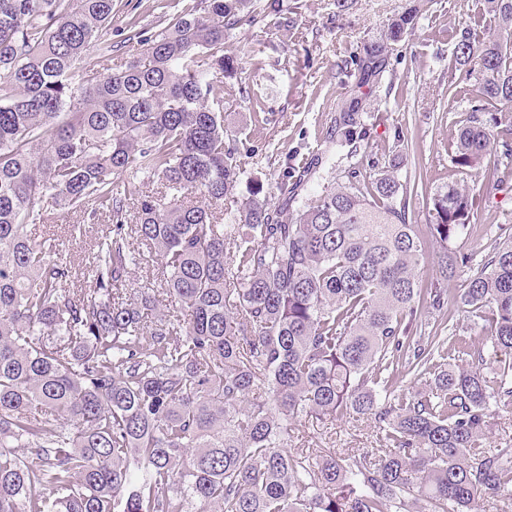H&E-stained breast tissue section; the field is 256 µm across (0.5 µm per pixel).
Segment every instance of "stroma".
Returning a JSON list of instances; mask_svg holds the SVG:
<instances>
[{
	"label": "stroma",
	"instance_id": "1",
	"mask_svg": "<svg viewBox=\"0 0 512 512\" xmlns=\"http://www.w3.org/2000/svg\"><path fill=\"white\" fill-rule=\"evenodd\" d=\"M116 0L112 19L111 55L91 53L99 73L126 65L141 47L135 33L153 34L164 16L181 12L191 0ZM271 0H255V19L229 33L226 50L235 58V73L216 86L223 103L230 144L237 150L242 181L261 180L271 186L291 169L309 166L331 151L329 141L336 107L359 97L366 103L368 136L359 154L361 173L372 176L400 160V175L415 180L425 199L447 183L473 185L475 172L455 165L451 144L466 124L474 82L454 60L456 33L480 28L495 33L497 23L486 13L483 0H429L412 30L385 54V70L374 83L360 80L353 57L377 44L382 30L398 17L410 0H348L337 11L336 0H291L296 11L284 23L270 7ZM456 78L462 91L448 90ZM76 215L48 224H31L27 232L40 240L54 238L72 259L87 253L105 231L108 219H87L83 237L70 235ZM477 228L452 248L468 256L446 286L460 294L465 280L481 265L502 230L512 231V177L490 197L479 202ZM448 335L461 336L482 347L487 374H494L501 353L487 346L479 326L460 303L448 308ZM377 429L364 418H342L325 423L300 419L293 423L289 448H316L322 452H361L376 446Z\"/></svg>",
	"mask_w": 512,
	"mask_h": 512
}]
</instances>
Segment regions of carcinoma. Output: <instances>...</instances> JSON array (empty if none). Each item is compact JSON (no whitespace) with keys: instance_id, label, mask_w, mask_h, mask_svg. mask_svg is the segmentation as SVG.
<instances>
[{"instance_id":"obj_1","label":"carcinoma","mask_w":512,"mask_h":512,"mask_svg":"<svg viewBox=\"0 0 512 512\" xmlns=\"http://www.w3.org/2000/svg\"><path fill=\"white\" fill-rule=\"evenodd\" d=\"M484 2L497 34L465 30L454 47L476 94L453 161L481 169L489 195L501 162L484 160L512 127L481 114L512 105V0ZM114 8L0 0V512H473L512 496V448L487 445L491 405L512 407V364L490 378L478 348L446 362L448 289L418 277L430 239L443 277L467 263L448 244L473 231L476 192L440 187L423 233L395 163L368 181L353 163L302 196L318 157L268 193L250 183L224 223L241 180L213 93L253 0H195L102 78L83 60L112 53ZM416 14L388 24L362 70L380 75ZM363 114L352 98L334 118L331 143L351 158ZM69 212L113 220L76 291L57 245L26 231ZM145 246L160 261L148 293L127 284ZM460 300L512 355V237ZM408 374L429 391L396 393ZM347 415L375 421L376 452L288 450L293 421Z\"/></svg>"}]
</instances>
